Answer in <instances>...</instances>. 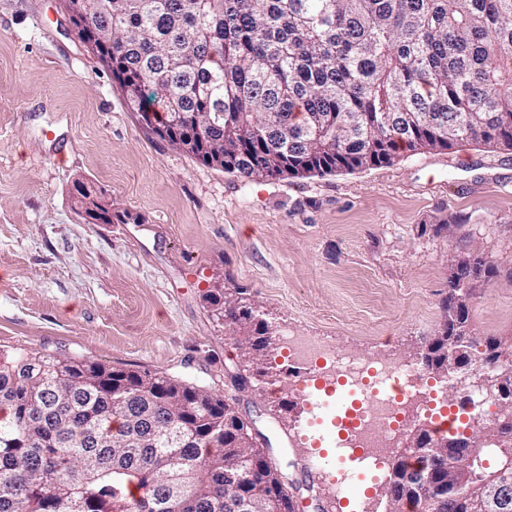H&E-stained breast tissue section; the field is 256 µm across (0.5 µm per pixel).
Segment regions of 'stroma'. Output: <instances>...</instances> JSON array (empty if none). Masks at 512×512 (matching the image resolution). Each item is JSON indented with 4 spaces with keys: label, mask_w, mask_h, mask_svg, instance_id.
I'll use <instances>...</instances> for the list:
<instances>
[{
    "label": "stroma",
    "mask_w": 512,
    "mask_h": 512,
    "mask_svg": "<svg viewBox=\"0 0 512 512\" xmlns=\"http://www.w3.org/2000/svg\"><path fill=\"white\" fill-rule=\"evenodd\" d=\"M128 223H89L78 186ZM482 259L472 335L512 339V151L409 153L353 173L248 180L208 166L130 110L63 0H0V350L82 357L207 388L264 436L300 512L324 449L352 475L348 512H389L387 479L337 464L332 416L308 407L280 340L417 364L442 328L455 260ZM243 294L276 342L252 376L219 301Z\"/></svg>",
    "instance_id": "35a3bbf8"
}]
</instances>
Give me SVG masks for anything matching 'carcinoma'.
Wrapping results in <instances>:
<instances>
[{
  "instance_id": "cac0c4a2",
  "label": "carcinoma",
  "mask_w": 512,
  "mask_h": 512,
  "mask_svg": "<svg viewBox=\"0 0 512 512\" xmlns=\"http://www.w3.org/2000/svg\"><path fill=\"white\" fill-rule=\"evenodd\" d=\"M112 27V61L99 55L135 112H222L200 134L224 149V170L245 179L355 172L404 152L480 144L512 150V0H93ZM479 260L448 278L441 336L467 338L472 364L504 368L493 337L469 331L455 290ZM245 351L266 359L268 325L250 308H224ZM183 427L186 445L124 440L142 404ZM238 417L205 387L161 372L83 358L0 352V512H230L228 497L267 501L261 470L224 468ZM509 438L480 449L506 462ZM446 449L421 497L473 512L448 480Z\"/></svg>"
}]
</instances>
